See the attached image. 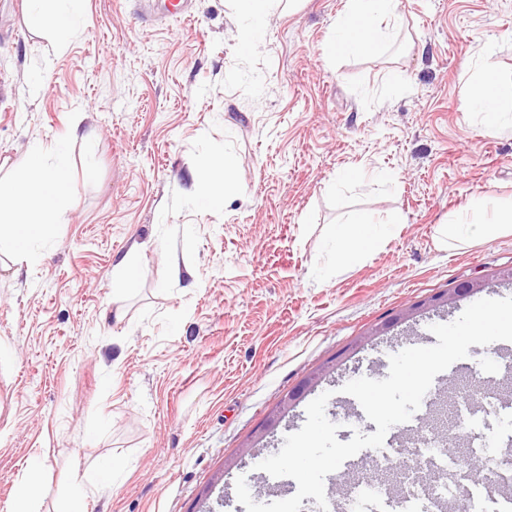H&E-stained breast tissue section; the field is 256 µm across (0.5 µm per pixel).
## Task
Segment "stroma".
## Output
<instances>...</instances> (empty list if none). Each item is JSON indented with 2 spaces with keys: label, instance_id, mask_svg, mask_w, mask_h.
Here are the masks:
<instances>
[{
  "label": "stroma",
  "instance_id": "obj_1",
  "mask_svg": "<svg viewBox=\"0 0 512 512\" xmlns=\"http://www.w3.org/2000/svg\"><path fill=\"white\" fill-rule=\"evenodd\" d=\"M345 2L282 0L245 51L229 0H192L188 20L85 0L62 47L27 0H0V176L74 121L94 133L68 140L70 203L40 263L0 266V512L32 474L34 512H240L237 478L261 485L256 457L312 400L329 393L327 418L357 431L343 386L382 379L467 305L431 296L484 280L477 299L512 297V234H439L482 195L512 197V135L459 101L485 52L512 81V0H400L377 54L330 59ZM217 149L239 193L209 206L194 175ZM356 210L384 222L340 265ZM127 255L139 287L118 304ZM490 352L452 364L457 387L512 398V372L472 375ZM511 413L449 408V455L507 456Z\"/></svg>",
  "mask_w": 512,
  "mask_h": 512
}]
</instances>
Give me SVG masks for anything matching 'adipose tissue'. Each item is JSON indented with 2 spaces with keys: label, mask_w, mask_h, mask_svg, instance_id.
<instances>
[{
  "label": "adipose tissue",
  "mask_w": 512,
  "mask_h": 512,
  "mask_svg": "<svg viewBox=\"0 0 512 512\" xmlns=\"http://www.w3.org/2000/svg\"><path fill=\"white\" fill-rule=\"evenodd\" d=\"M399 0H347L336 18V34L326 51L335 55H360L377 51L393 33L390 23L397 16ZM30 17L47 25L58 44H65L79 27L82 0H31ZM461 98L492 130L512 129V84L497 75L491 58H483L460 89ZM235 160L220 153L196 173L207 203L237 195ZM69 178L66 141H57L51 151L31 148L27 164L12 181L0 182V255L16 265L36 264L50 237V226L67 207L65 186ZM487 234L512 233V199L489 193L473 203L466 214L443 227L447 244L468 239L472 229Z\"/></svg>",
  "instance_id": "adipose-tissue-1"
}]
</instances>
